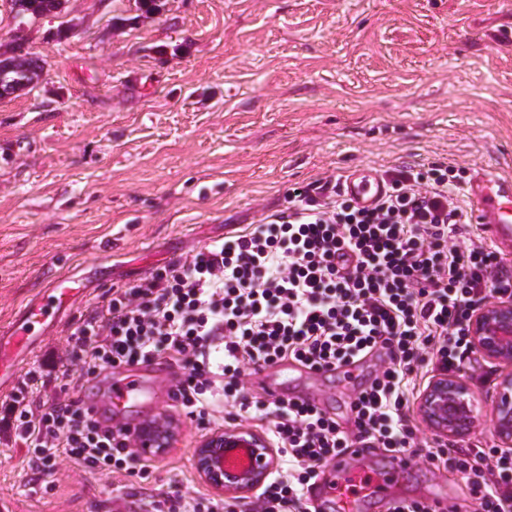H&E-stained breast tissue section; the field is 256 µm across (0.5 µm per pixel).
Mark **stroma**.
<instances>
[{
  "label": "stroma",
  "instance_id": "stroma-1",
  "mask_svg": "<svg viewBox=\"0 0 512 512\" xmlns=\"http://www.w3.org/2000/svg\"><path fill=\"white\" fill-rule=\"evenodd\" d=\"M65 0L18 25L0 0V54L22 50L45 75L0 98V326L55 276L86 288L46 329L0 400L43 366L33 390L65 392L53 362L68 335L112 289L288 208L294 193L350 169L383 172L445 162L463 180L512 175V0ZM350 377L295 371L290 387L343 428L349 402L378 368ZM482 426L465 447L496 445L500 371L480 354L460 368ZM161 393L123 413L176 419L180 437L148 479L89 475L68 461L33 481L21 444L0 443V495L16 512H140L123 488L164 491L180 475L206 490L193 449L202 434L179 416L170 378L141 367ZM445 488L469 505L465 480L415 459L394 493Z\"/></svg>",
  "mask_w": 512,
  "mask_h": 512
}]
</instances>
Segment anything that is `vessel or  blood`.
Returning a JSON list of instances; mask_svg holds the SVG:
<instances>
[{
    "label": "vessel or blood",
    "mask_w": 512,
    "mask_h": 512,
    "mask_svg": "<svg viewBox=\"0 0 512 512\" xmlns=\"http://www.w3.org/2000/svg\"><path fill=\"white\" fill-rule=\"evenodd\" d=\"M340 189L359 205L373 206L386 192V185L376 170L356 167L344 176ZM468 199L476 221L482 224L489 242L504 256L512 255V177L478 172L467 186ZM81 292L77 280L69 277L51 278L38 296L29 301L18 318L0 327V380L10 377L23 363L34 338L44 326L56 321L67 311ZM155 396L143 385L136 373H129L120 383L111 385L106 406L85 401L84 406L96 419L111 424L130 403H154ZM407 456L388 457L376 470L351 468L347 456L336 457L332 478L316 487L315 496L323 498L334 512H386L398 502L387 495L398 474L409 469Z\"/></svg>",
    "instance_id": "b4317fda"
}]
</instances>
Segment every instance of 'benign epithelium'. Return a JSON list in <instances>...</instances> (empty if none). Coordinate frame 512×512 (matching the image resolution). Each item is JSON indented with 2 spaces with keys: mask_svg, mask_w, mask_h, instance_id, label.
<instances>
[{
  "mask_svg": "<svg viewBox=\"0 0 512 512\" xmlns=\"http://www.w3.org/2000/svg\"><path fill=\"white\" fill-rule=\"evenodd\" d=\"M469 338L475 350L489 362L512 368V298H495L477 309L469 322ZM498 402L492 421L493 432L506 450L512 448V372L500 381ZM418 412L428 426L442 436L461 433L466 422L472 430L478 425L475 399L466 378L441 371L429 382L418 400ZM179 434L176 423L158 418L150 427V441L156 454L175 447ZM226 448H242L248 458L244 467L227 464ZM200 478L215 493L232 497L263 485L277 466V455L268 439L247 428H220L204 436L194 451Z\"/></svg>",
  "mask_w": 512,
  "mask_h": 512,
  "instance_id": "7a95c632",
  "label": "benign epithelium"
}]
</instances>
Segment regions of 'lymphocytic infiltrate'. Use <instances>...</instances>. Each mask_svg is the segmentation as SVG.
<instances>
[{"label": "lymphocytic infiltrate", "instance_id": "1", "mask_svg": "<svg viewBox=\"0 0 512 512\" xmlns=\"http://www.w3.org/2000/svg\"><path fill=\"white\" fill-rule=\"evenodd\" d=\"M375 206L332 196L325 184L299 192L287 210L170 261L138 283L113 290L70 332L80 375L72 394L42 406L20 386L0 402V429L27 449L35 477L69 459L91 474L147 475L128 425L103 428L76 394L105 368L163 360L181 377L170 398L198 428L222 407L257 422L278 467L261 486L256 512H313L307 489L322 468L356 445L424 455L468 484L474 512H512V452L438 437L421 443L414 405L426 376L469 359L471 315L491 294L512 297V270L486 243L461 252L464 213L453 167L395 170ZM384 355L350 402L351 429L316 403L250 400L247 369L294 359L312 372ZM167 492L143 512H236L204 491Z\"/></svg>", "mask_w": 512, "mask_h": 512}]
</instances>
